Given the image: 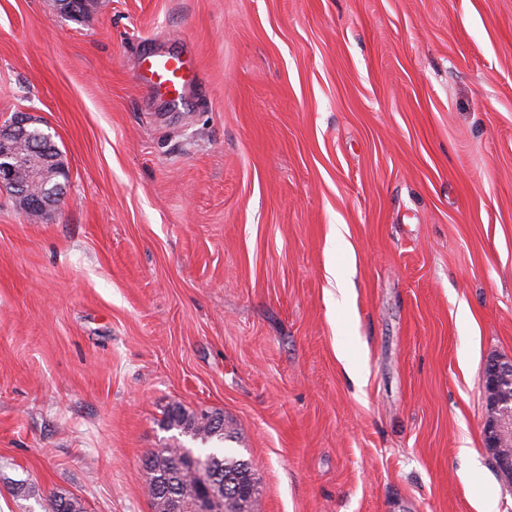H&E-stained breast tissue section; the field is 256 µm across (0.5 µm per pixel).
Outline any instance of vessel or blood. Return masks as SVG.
<instances>
[{
	"instance_id": "b4317fda",
	"label": "vessel or blood",
	"mask_w": 512,
	"mask_h": 512,
	"mask_svg": "<svg viewBox=\"0 0 512 512\" xmlns=\"http://www.w3.org/2000/svg\"><path fill=\"white\" fill-rule=\"evenodd\" d=\"M197 76V68L186 55L158 52L146 53L135 73L141 85L173 105L183 101Z\"/></svg>"
}]
</instances>
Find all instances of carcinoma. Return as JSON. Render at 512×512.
<instances>
[{"mask_svg":"<svg viewBox=\"0 0 512 512\" xmlns=\"http://www.w3.org/2000/svg\"><path fill=\"white\" fill-rule=\"evenodd\" d=\"M216 423L205 412L175 406L168 412L170 425L194 440L219 442L232 439L224 428V415L213 412ZM150 464L143 466L154 512H172L179 503L182 512H195L201 491L212 500L215 512H234L244 503L246 512H255L259 492L254 466L221 448L196 452L192 448H156L147 454ZM44 512H83L77 498L52 493L43 505Z\"/></svg>","mask_w":512,"mask_h":512,"instance_id":"obj_1","label":"carcinoma"}]
</instances>
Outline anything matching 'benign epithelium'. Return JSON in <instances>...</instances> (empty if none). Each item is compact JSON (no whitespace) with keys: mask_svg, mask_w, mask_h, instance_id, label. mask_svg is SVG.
<instances>
[{"mask_svg":"<svg viewBox=\"0 0 512 512\" xmlns=\"http://www.w3.org/2000/svg\"><path fill=\"white\" fill-rule=\"evenodd\" d=\"M31 124L27 113L17 112L6 127L0 128V186L15 189V197L24 196L29 185L42 186L35 206L45 214L63 198L68 172L58 158L50 156L51 135L43 130L34 132ZM483 378L491 403V415L484 424L486 447L495 455L501 473L510 478L512 457L501 449L512 441V403L502 398L503 388L512 385V360H488Z\"/></svg>","mask_w":512,"mask_h":512,"instance_id":"1","label":"benign epithelium"}]
</instances>
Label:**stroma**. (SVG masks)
I'll list each match as a JSON object with an SVG mask.
<instances>
[{"instance_id":"35a3bbf8","label":"stroma","mask_w":512,"mask_h":512,"mask_svg":"<svg viewBox=\"0 0 512 512\" xmlns=\"http://www.w3.org/2000/svg\"><path fill=\"white\" fill-rule=\"evenodd\" d=\"M145 50L194 57L182 105ZM17 112L69 182L43 218L0 191V512H153L176 403L259 512H512V0H0ZM485 390L491 403V415L484 424L486 447L495 455L498 469L507 477H512V457L501 453L512 440V403L502 398V390L512 385V360L492 358L483 368ZM217 416L215 425L205 414V411H187L181 406H175L168 412V422L183 434L192 439L209 442L216 439L218 442L229 441L233 438L230 430H224V415L220 412H211ZM44 512H84L80 500L60 492L52 493L43 505Z\"/></svg>"}]
</instances>
